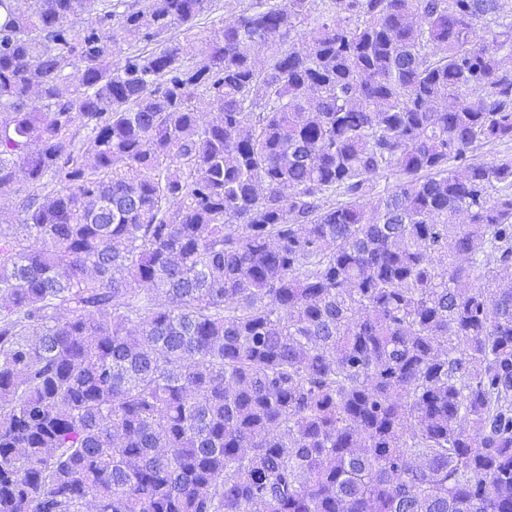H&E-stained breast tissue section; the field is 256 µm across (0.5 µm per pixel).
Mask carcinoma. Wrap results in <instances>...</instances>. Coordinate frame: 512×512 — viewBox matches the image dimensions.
I'll list each match as a JSON object with an SVG mask.
<instances>
[{"instance_id": "cac0c4a2", "label": "carcinoma", "mask_w": 512, "mask_h": 512, "mask_svg": "<svg viewBox=\"0 0 512 512\" xmlns=\"http://www.w3.org/2000/svg\"><path fill=\"white\" fill-rule=\"evenodd\" d=\"M17 2L0 512H512V0ZM250 1L248 0H212L211 4V12L209 13V17L206 24H201L195 27V29L192 31L194 33V37L198 40H201L206 35H208L211 25L214 24H221L222 20L225 19H232L235 16H238V14L241 13V10L246 7ZM213 21V23H211Z\"/></svg>"}]
</instances>
